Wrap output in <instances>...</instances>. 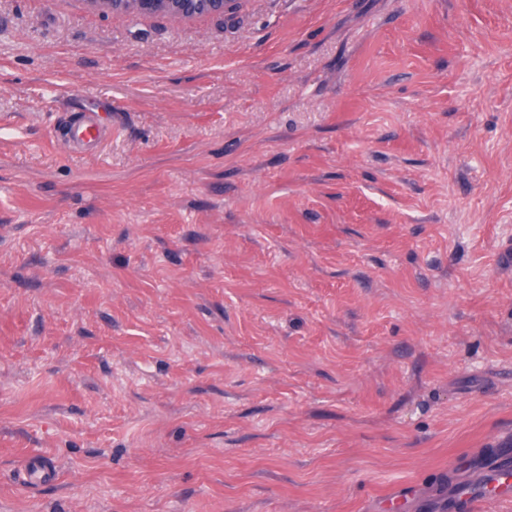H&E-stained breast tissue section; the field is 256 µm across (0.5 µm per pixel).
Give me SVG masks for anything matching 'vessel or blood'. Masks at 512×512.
Returning a JSON list of instances; mask_svg holds the SVG:
<instances>
[{"label": "vessel or blood", "instance_id": "obj_1", "mask_svg": "<svg viewBox=\"0 0 512 512\" xmlns=\"http://www.w3.org/2000/svg\"><path fill=\"white\" fill-rule=\"evenodd\" d=\"M111 131L101 112H83L67 134L76 151H97ZM54 463L38 456L30 458L21 472L25 485L34 486L55 479ZM512 501V444L503 443L493 452H476L471 466L448 474L439 494L427 502L428 512H487L491 505Z\"/></svg>", "mask_w": 512, "mask_h": 512}]
</instances>
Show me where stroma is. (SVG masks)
<instances>
[{
	"label": "stroma",
	"mask_w": 512,
	"mask_h": 512,
	"mask_svg": "<svg viewBox=\"0 0 512 512\" xmlns=\"http://www.w3.org/2000/svg\"><path fill=\"white\" fill-rule=\"evenodd\" d=\"M506 436L512 0H0V512H400ZM163 2L174 20H192L201 17H223L224 10L230 7L232 0H86L87 5L96 10L111 13H126L135 10L144 13L153 12V6ZM132 11L127 15L141 16ZM110 130L111 127L105 123L101 112L89 110L83 112L70 127L67 141L76 151L93 153L110 136ZM56 476L57 471L54 462L43 456L30 458L21 472V480L27 486L54 480Z\"/></svg>",
	"instance_id": "obj_1"
}]
</instances>
